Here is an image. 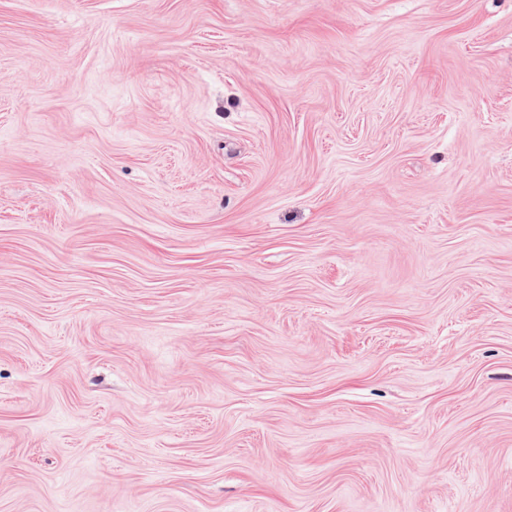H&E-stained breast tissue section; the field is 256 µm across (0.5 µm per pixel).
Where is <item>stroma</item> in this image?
Listing matches in <instances>:
<instances>
[{
    "mask_svg": "<svg viewBox=\"0 0 512 512\" xmlns=\"http://www.w3.org/2000/svg\"><path fill=\"white\" fill-rule=\"evenodd\" d=\"M0 512H512V0H0Z\"/></svg>",
    "mask_w": 512,
    "mask_h": 512,
    "instance_id": "1",
    "label": "stroma"
}]
</instances>
